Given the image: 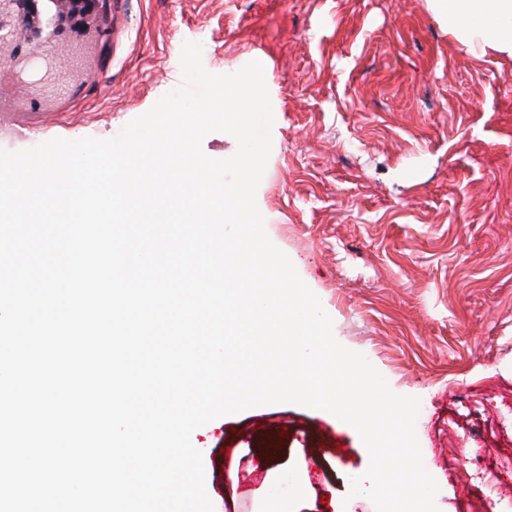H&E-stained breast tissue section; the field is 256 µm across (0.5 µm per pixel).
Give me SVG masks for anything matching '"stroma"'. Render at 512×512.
<instances>
[{"instance_id": "obj_1", "label": "stroma", "mask_w": 512, "mask_h": 512, "mask_svg": "<svg viewBox=\"0 0 512 512\" xmlns=\"http://www.w3.org/2000/svg\"><path fill=\"white\" fill-rule=\"evenodd\" d=\"M37 36L4 72L0 149L71 135L109 139L181 80L184 42L205 69L267 58L277 114L256 192L270 240L319 297L341 344L391 390L419 397L416 435L439 485V512H500L512 495V66L479 61L433 19L427 0H100L90 24ZM318 461L309 512L349 496L364 468L354 428L293 404L251 407L196 436L210 475L236 490L218 512H255L266 444ZM487 474L474 481L475 468Z\"/></svg>"}]
</instances>
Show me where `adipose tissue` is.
I'll return each mask as SVG.
<instances>
[{"mask_svg": "<svg viewBox=\"0 0 512 512\" xmlns=\"http://www.w3.org/2000/svg\"><path fill=\"white\" fill-rule=\"evenodd\" d=\"M428 4L449 37L468 54L512 62V0H428ZM278 457V448L262 450L267 475L253 490V499L259 512H299L307 473L278 464Z\"/></svg>", "mask_w": 512, "mask_h": 512, "instance_id": "ef3b65f1", "label": "adipose tissue"}]
</instances>
